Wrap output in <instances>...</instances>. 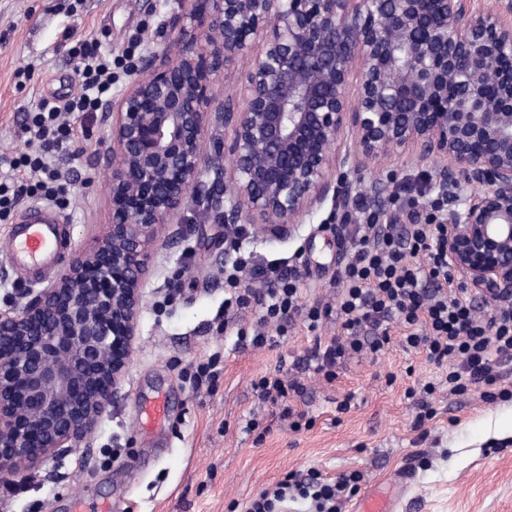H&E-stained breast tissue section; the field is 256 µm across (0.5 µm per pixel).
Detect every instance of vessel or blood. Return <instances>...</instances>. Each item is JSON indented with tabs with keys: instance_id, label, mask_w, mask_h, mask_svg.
Masks as SVG:
<instances>
[{
	"instance_id": "obj_1",
	"label": "vessel or blood",
	"mask_w": 512,
	"mask_h": 512,
	"mask_svg": "<svg viewBox=\"0 0 512 512\" xmlns=\"http://www.w3.org/2000/svg\"><path fill=\"white\" fill-rule=\"evenodd\" d=\"M6 248L13 275L34 282L49 280L71 254L64 216L48 205L29 206L11 225Z\"/></svg>"
}]
</instances>
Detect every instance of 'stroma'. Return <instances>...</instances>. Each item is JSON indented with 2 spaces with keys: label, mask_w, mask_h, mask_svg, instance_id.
<instances>
[{
  "label": "stroma",
  "mask_w": 512,
  "mask_h": 512,
  "mask_svg": "<svg viewBox=\"0 0 512 512\" xmlns=\"http://www.w3.org/2000/svg\"><path fill=\"white\" fill-rule=\"evenodd\" d=\"M183 8L182 0H0V178L11 173L9 159L28 148L21 131L27 112L42 99L79 90V59L62 46L64 29L100 41L116 57L136 37L144 51L170 48L167 19ZM72 120L77 156L61 171L70 190L67 228L79 251L93 247L111 221L109 175L96 164L109 130L97 112ZM351 177L361 183L360 199L401 228L407 212L392 200L417 196L426 168L411 155H390L364 161ZM364 221L356 206L342 221L328 201L282 237L194 213L166 226L155 242L117 402L86 447L48 459L15 491L0 485V512H71L76 498L84 512H99L106 501L112 512H246L286 473L311 469L331 479L361 472L364 494L398 485L402 471H410L397 512H512V399H486L480 387L450 393L444 368L398 343L377 355H351L338 377L325 381L309 355L316 341L339 335L332 317L313 333L298 320L283 336L276 324L263 326L269 342L258 348L240 345L236 335L258 325L257 312L225 326L224 273L239 252L267 262L299 256L303 302L332 305L336 268ZM173 278L179 290L169 288ZM211 360L214 388L195 387L186 370ZM276 371L302 384L290 405L313 419L311 429L292 430L280 407L257 398L253 382ZM430 382L436 414L418 428L416 395ZM160 393L170 421L148 435L139 426L140 407ZM349 394L352 408L337 414V401ZM253 420L264 437L248 431Z\"/></svg>",
  "instance_id": "obj_1"
}]
</instances>
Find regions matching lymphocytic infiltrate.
Segmentation results:
<instances>
[{"label":"lymphocytic infiltrate","instance_id":"obj_1","mask_svg":"<svg viewBox=\"0 0 512 512\" xmlns=\"http://www.w3.org/2000/svg\"><path fill=\"white\" fill-rule=\"evenodd\" d=\"M73 52L82 63L77 75L81 90L66 101L42 100L28 116L31 135L27 152L11 161L13 178L0 182V218L9 215L23 197L37 198L59 209L69 205V188L57 166L71 156L75 130L72 112H95L111 97L114 68L132 72L134 49L118 58L103 52L97 42H75ZM410 222L402 233L387 224H364L346 262L336 269L341 288L336 305H309L300 293L301 271L282 264L265 266L240 260L250 279L275 280L266 291L245 288L238 275H228L224 313L233 316L258 306L260 323L279 324L302 319L316 330L323 319L337 317L340 336L315 345L317 372L334 380L350 355L377 354L392 341L391 328L399 326L405 348L425 351L428 361L447 367L451 392L471 386H492L494 357L512 355V299L496 302L491 313L478 317L469 302L466 284L456 282L448 265V213L444 202L410 199ZM361 475L344 474L336 480L318 471L287 473L254 498L248 512H276L289 493L312 499L316 512H340L342 498L352 495Z\"/></svg>","mask_w":512,"mask_h":512}]
</instances>
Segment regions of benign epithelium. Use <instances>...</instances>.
I'll return each mask as SVG.
<instances>
[{"mask_svg":"<svg viewBox=\"0 0 512 512\" xmlns=\"http://www.w3.org/2000/svg\"><path fill=\"white\" fill-rule=\"evenodd\" d=\"M178 50L142 56L101 103L112 222L47 287L0 311V479L79 448L115 402L131 359L158 230L203 205L224 224L289 232L332 197L349 217L359 158L410 152L457 203L448 263L512 289V0H188ZM260 53L245 103L217 75ZM359 77L356 99L351 85ZM355 151L332 153L344 127ZM229 139L204 153L206 134ZM231 169L224 168V156ZM482 187L472 200L462 182Z\"/></svg>","mask_w":512,"mask_h":512,"instance_id":"benign-epithelium-1","label":"benign epithelium"}]
</instances>
